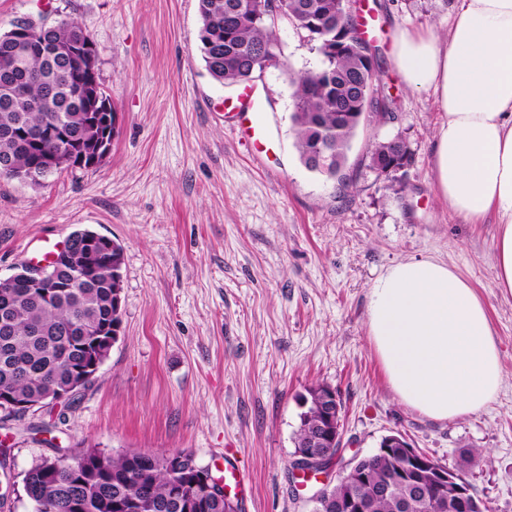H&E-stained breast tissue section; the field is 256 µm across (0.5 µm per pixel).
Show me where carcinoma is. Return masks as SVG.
I'll list each match as a JSON object with an SVG mask.
<instances>
[{"mask_svg":"<svg viewBox=\"0 0 512 512\" xmlns=\"http://www.w3.org/2000/svg\"><path fill=\"white\" fill-rule=\"evenodd\" d=\"M202 58L209 75L222 85L247 82L254 77L263 58L281 53L276 23L263 16L257 0H199ZM283 19L321 55L315 69L286 70L295 88L291 114L300 160L316 147L331 153L322 174L341 176L347 151L362 117L377 114L382 71L375 53L373 64L362 53L371 48L360 36L361 52L334 55L329 48L336 39L351 33L359 36L354 16L341 11L336 0H288ZM90 35L78 24L51 22L35 34L0 33V69L12 67L18 74L12 86L0 83V159L12 160L16 172L29 171L43 156L56 150L45 137L50 127L64 126L70 147L79 153L92 146L103 127L97 113L89 111L85 90L94 86L105 95L99 74L74 66L71 50L80 49ZM123 250L113 241L112 253L89 256L84 249L70 252L68 262L44 282L33 287L20 269L9 280H0V305L12 307L11 333L0 335V396L45 407L70 397L63 395L72 384L74 371L84 370L82 385L93 381L110 349L96 350L97 337H107L112 326L122 324L114 305L115 270L111 254ZM318 384L301 396L302 412L294 442L314 454L336 455L312 441L310 422L321 417ZM167 455L131 452L116 456L94 449L76 448L71 465L61 467L55 457H44L23 473V489H31L34 512H136L133 499L143 492L154 503L153 512H238L224 499H203L198 486L176 479L165 465ZM479 450L459 455L453 465L435 460L463 476L479 465ZM396 454L375 452L364 462L365 477L356 485L327 486L320 492L321 508L334 512L336 498L348 494L370 503L369 512H398L397 501L406 495ZM393 485L388 495L381 487Z\"/></svg>","mask_w":512,"mask_h":512,"instance_id":"cac0c4a2","label":"carcinoma"}]
</instances>
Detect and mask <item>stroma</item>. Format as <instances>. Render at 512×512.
Returning a JSON list of instances; mask_svg holds the SVG:
<instances>
[{"instance_id":"stroma-1","label":"stroma","mask_w":512,"mask_h":512,"mask_svg":"<svg viewBox=\"0 0 512 512\" xmlns=\"http://www.w3.org/2000/svg\"><path fill=\"white\" fill-rule=\"evenodd\" d=\"M382 2L374 43L396 98L393 119H363L343 180L308 170L294 145V88L269 70L257 85L274 137L257 164L231 133L200 51L199 0H0V32L22 19H71L92 37L118 114L106 163L30 186L0 177V278L47 244L88 228L124 248L123 333L91 385L67 405L0 419L14 476L80 446L111 455L191 451L217 479L235 472L241 512H310L292 437L301 397L324 383L342 402V460L399 432L443 462L470 448L467 475L492 512H512V295L498 288L493 218L471 224L438 197L432 94L406 88L389 56L397 30L448 33L450 0ZM291 70L320 65L288 23ZM403 135L406 176L378 174L374 140ZM434 259L484 302L503 384L481 411L433 421L392 392L369 338V290L394 263Z\"/></svg>"}]
</instances>
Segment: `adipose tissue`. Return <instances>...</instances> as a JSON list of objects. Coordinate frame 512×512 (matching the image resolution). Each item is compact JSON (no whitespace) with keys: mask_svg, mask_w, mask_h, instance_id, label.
Instances as JSON below:
<instances>
[{"mask_svg":"<svg viewBox=\"0 0 512 512\" xmlns=\"http://www.w3.org/2000/svg\"><path fill=\"white\" fill-rule=\"evenodd\" d=\"M447 38L398 31L391 57L405 85L431 93L438 195L463 219L494 216L495 269L512 293V0H451ZM368 333L391 390L436 421L484 409L503 383L485 305L447 264L409 260L373 283Z\"/></svg>","mask_w":512,"mask_h":512,"instance_id":"obj_1","label":"adipose tissue"}]
</instances>
